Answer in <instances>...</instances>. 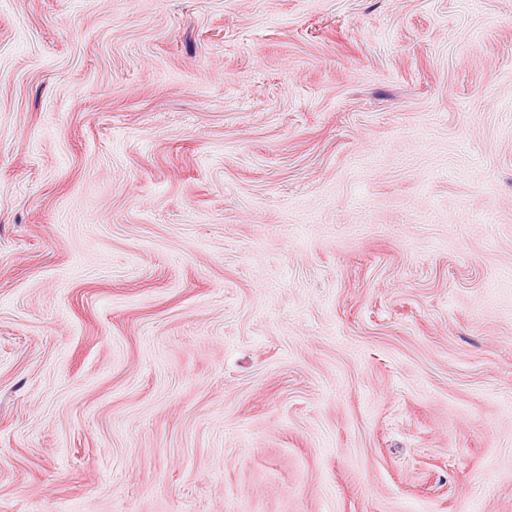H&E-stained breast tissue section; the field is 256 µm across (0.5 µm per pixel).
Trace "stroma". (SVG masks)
I'll list each match as a JSON object with an SVG mask.
<instances>
[{
	"mask_svg": "<svg viewBox=\"0 0 512 512\" xmlns=\"http://www.w3.org/2000/svg\"><path fill=\"white\" fill-rule=\"evenodd\" d=\"M0 512H512V0H0Z\"/></svg>",
	"mask_w": 512,
	"mask_h": 512,
	"instance_id": "obj_1",
	"label": "stroma"
}]
</instances>
